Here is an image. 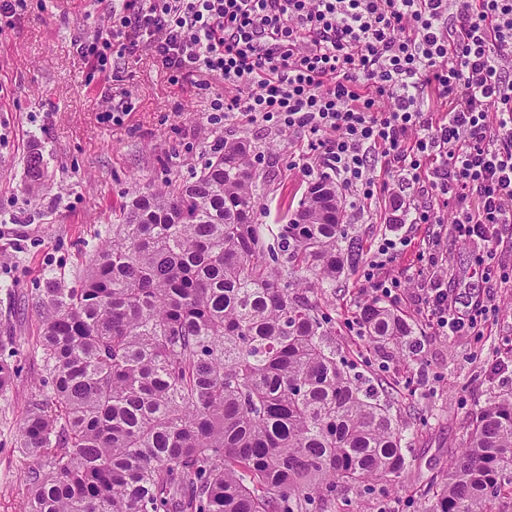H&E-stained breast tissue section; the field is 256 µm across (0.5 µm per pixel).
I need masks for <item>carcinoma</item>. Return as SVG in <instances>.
<instances>
[{
	"label": "carcinoma",
	"mask_w": 512,
	"mask_h": 512,
	"mask_svg": "<svg viewBox=\"0 0 512 512\" xmlns=\"http://www.w3.org/2000/svg\"><path fill=\"white\" fill-rule=\"evenodd\" d=\"M251 146L226 141L192 181L127 202L80 285L35 303L45 376L19 452L27 512H355L351 488L401 479L410 437L384 390L336 356L331 301L309 296L364 260L332 178L308 183L266 241ZM360 350L412 327L356 305ZM15 366L0 356V392ZM423 512L512 501V393L474 411Z\"/></svg>",
	"instance_id": "carcinoma-1"
}]
</instances>
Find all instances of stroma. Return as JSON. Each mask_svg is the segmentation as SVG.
Listing matches in <instances>:
<instances>
[{
  "mask_svg": "<svg viewBox=\"0 0 512 512\" xmlns=\"http://www.w3.org/2000/svg\"><path fill=\"white\" fill-rule=\"evenodd\" d=\"M113 0H26L0 28V337L12 339L18 374L0 393V512H24L27 461L18 451L20 429L43 373L41 319L33 299L49 274L67 287L91 258L101 237L117 223L122 204L140 192L186 181L224 142L248 141L260 174L258 221L272 224L280 211L297 207L308 179L306 139L280 133L234 115L210 124V103L224 81L211 76H173L151 51L125 55L100 77L77 50L101 28ZM119 107L118 119L108 114ZM43 157L39 185L30 186L25 162ZM368 213L348 211L346 221L374 259L384 239H407L381 272L396 281L397 305L414 325L417 344L399 356L377 352L356 370L382 380L391 413L401 426L427 421L410 442L411 467L390 486L401 512H422L406 484L446 469L462 443L471 413L495 396L512 392V375L487 380L488 359L512 353V251L498 252L497 277L472 273L477 243L457 238L452 213L435 224H402L397 202L418 197L399 172ZM436 253L448 269V285L463 297L480 296L492 309L482 342L442 336L424 327L420 311L431 271L421 251ZM367 283L360 272L343 274L335 288H318L314 299H335L331 308L336 350L348 355L357 336L350 324Z\"/></svg>",
  "mask_w": 512,
  "mask_h": 512,
  "instance_id": "stroma-1",
  "label": "stroma"
}]
</instances>
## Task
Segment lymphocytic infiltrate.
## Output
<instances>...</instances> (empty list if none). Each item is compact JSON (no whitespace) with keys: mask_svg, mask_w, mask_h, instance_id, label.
Returning <instances> with one entry per match:
<instances>
[{"mask_svg":"<svg viewBox=\"0 0 512 512\" xmlns=\"http://www.w3.org/2000/svg\"><path fill=\"white\" fill-rule=\"evenodd\" d=\"M111 19L122 51L223 77L212 124L303 132L304 175L331 171L346 206L384 191L377 152L422 189L410 223L448 209L486 258L512 244V0H119ZM424 304L438 333L481 335L482 302L437 283Z\"/></svg>","mask_w":512,"mask_h":512,"instance_id":"lymphocytic-infiltrate-1","label":"lymphocytic infiltrate"}]
</instances>
